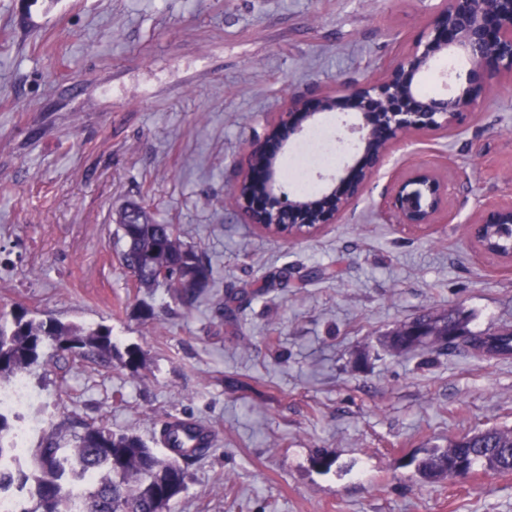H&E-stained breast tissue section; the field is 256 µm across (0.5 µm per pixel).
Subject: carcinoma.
Here are the masks:
<instances>
[{"mask_svg":"<svg viewBox=\"0 0 512 512\" xmlns=\"http://www.w3.org/2000/svg\"><path fill=\"white\" fill-rule=\"evenodd\" d=\"M137 224L119 218L118 230L125 248L123 265L137 272L138 288L151 292L156 288L173 289L174 299L190 305L203 292L196 280L211 282L213 270L201 251L186 244L173 225L156 222L149 212L138 208ZM482 240L487 249L499 255H512V225L487 224ZM168 271V281L157 279V272ZM432 321L435 335L424 343L434 351L448 349L454 341L446 337L456 333L473 350L494 356L512 355V329L473 332L469 316L450 307L428 309L413 318ZM400 325L383 336L382 345L394 354L413 350ZM72 353L80 358L112 360L118 353L112 328L98 325L83 327L65 324L53 318L28 316L21 305L0 311V379L15 378L44 367L49 358L46 349ZM132 371L143 365L144 353L130 345L119 357ZM16 425L10 414L0 411V457L11 454ZM209 449L188 448L176 457L160 455L133 433H117L106 424L91 425L78 435L72 448H63L56 433L47 434L38 448L16 462L14 476L0 480V489L12 485L26 492L22 512H169L170 503L186 492L189 473L186 463L206 455ZM420 481L433 485L463 478L477 468L491 473L512 471V429L487 428L465 435L445 448H426L412 458ZM81 487L73 498L71 489Z\"/></svg>","mask_w":512,"mask_h":512,"instance_id":"obj_1","label":"carcinoma"}]
</instances>
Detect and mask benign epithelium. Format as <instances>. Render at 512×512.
<instances>
[{"instance_id":"1","label":"benign epithelium","mask_w":512,"mask_h":512,"mask_svg":"<svg viewBox=\"0 0 512 512\" xmlns=\"http://www.w3.org/2000/svg\"><path fill=\"white\" fill-rule=\"evenodd\" d=\"M449 53L470 61L465 85L448 95L422 94V74L435 59ZM504 82L512 86V0H441L420 36L379 77L358 87L340 83L311 98H289L268 133L247 145L239 163L234 202L249 224L273 213L271 234L286 241L292 236L283 229L285 224H337L386 165L397 141L406 135L430 136L458 129L479 111L489 92ZM334 110L354 113L350 133L360 143L359 156L331 176L313 202L286 198L277 165L259 157H279L306 124ZM447 206V185L427 167L397 178L382 204L396 223L422 230L436 223ZM481 224H512V200L482 208L474 226Z\"/></svg>"}]
</instances>
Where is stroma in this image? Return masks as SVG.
I'll return each mask as SVG.
<instances>
[{"label": "stroma", "mask_w": 512, "mask_h": 512, "mask_svg": "<svg viewBox=\"0 0 512 512\" xmlns=\"http://www.w3.org/2000/svg\"><path fill=\"white\" fill-rule=\"evenodd\" d=\"M438 0H0V309L111 326L120 362L52 357L28 378L35 448L107 424L155 444L209 424L170 512H512V473L421 484L409 459L512 429V357L393 355L377 338L427 308L512 326V270L478 254L479 210L512 198V89L453 133L406 137L340 223L285 242L232 199L244 147L286 99L361 85ZM428 165L448 211L428 230L382 208ZM138 203L211 263L193 305L137 288L119 211ZM287 269L289 281L269 276ZM251 298L222 312L227 295ZM154 317L141 316L140 303ZM332 461L312 466L316 452Z\"/></svg>", "instance_id": "1"}]
</instances>
